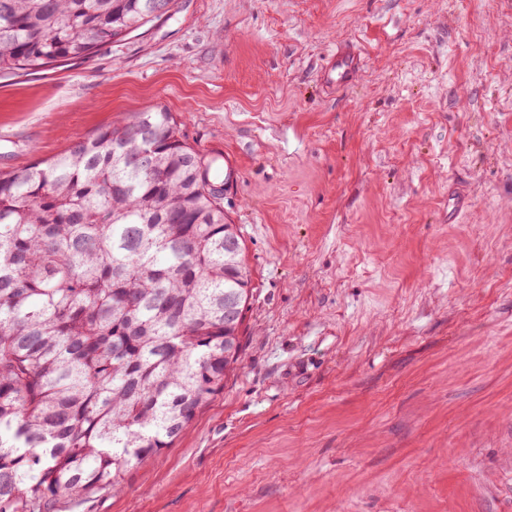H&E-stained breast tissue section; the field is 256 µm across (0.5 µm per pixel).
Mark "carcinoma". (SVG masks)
Here are the masks:
<instances>
[{"mask_svg":"<svg viewBox=\"0 0 512 512\" xmlns=\"http://www.w3.org/2000/svg\"><path fill=\"white\" fill-rule=\"evenodd\" d=\"M147 5L0 0V72L89 59ZM210 168L157 107L0 174V512L123 491L224 387L251 284Z\"/></svg>","mask_w":512,"mask_h":512,"instance_id":"cac0c4a2","label":"carcinoma"}]
</instances>
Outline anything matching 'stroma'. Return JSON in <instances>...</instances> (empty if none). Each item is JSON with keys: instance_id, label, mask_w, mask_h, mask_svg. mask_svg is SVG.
<instances>
[{"instance_id": "1", "label": "stroma", "mask_w": 512, "mask_h": 512, "mask_svg": "<svg viewBox=\"0 0 512 512\" xmlns=\"http://www.w3.org/2000/svg\"><path fill=\"white\" fill-rule=\"evenodd\" d=\"M157 106L244 242L242 357L123 493L47 512H512V0H176L0 74V174ZM360 59L346 48L333 55L331 66L324 72L326 83L343 88L348 86L360 71Z\"/></svg>"}]
</instances>
